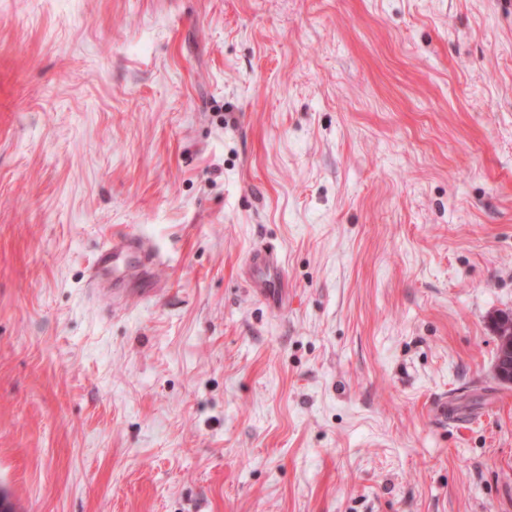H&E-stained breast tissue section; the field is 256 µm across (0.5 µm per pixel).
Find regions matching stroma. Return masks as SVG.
<instances>
[{
  "label": "stroma",
  "mask_w": 512,
  "mask_h": 512,
  "mask_svg": "<svg viewBox=\"0 0 512 512\" xmlns=\"http://www.w3.org/2000/svg\"><path fill=\"white\" fill-rule=\"evenodd\" d=\"M501 312L512 0H0L16 512H512ZM152 251L142 242L130 237L129 234L116 232L111 234L106 246L98 254L96 260L97 278L102 272L108 271L112 265V274L118 270V262L125 265L134 260L135 264L148 265L154 261ZM245 269L248 284L255 294L267 300L273 289L284 281V270L278 253L273 249L258 248L247 258Z\"/></svg>",
  "instance_id": "obj_1"
}]
</instances>
